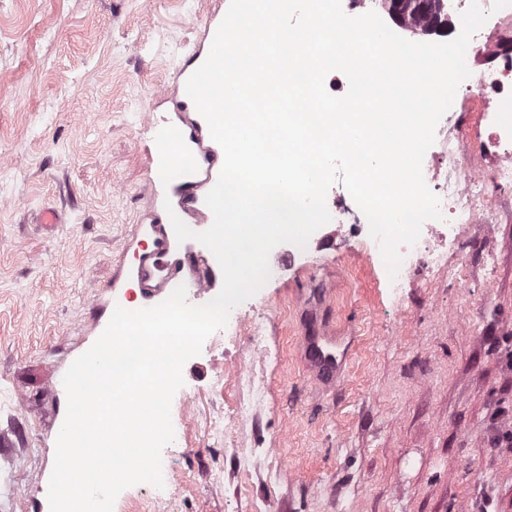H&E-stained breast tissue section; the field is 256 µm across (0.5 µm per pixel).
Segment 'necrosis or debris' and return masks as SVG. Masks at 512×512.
Returning <instances> with one entry per match:
<instances>
[{"mask_svg": "<svg viewBox=\"0 0 512 512\" xmlns=\"http://www.w3.org/2000/svg\"><path fill=\"white\" fill-rule=\"evenodd\" d=\"M472 41L479 45L485 65L473 69L462 86L481 98V118L490 124L489 160H476L463 138L451 137L445 126H437L438 158L447 168L433 171L428 187L439 199L441 216L423 222L414 245L400 246L401 264L392 282L396 288L404 277L419 271L430 273L447 264L454 225L496 223L493 191L512 185V54L505 52L504 40L489 41L482 29Z\"/></svg>", "mask_w": 512, "mask_h": 512, "instance_id": "4bbe7bcc", "label": "necrosis or debris"}]
</instances>
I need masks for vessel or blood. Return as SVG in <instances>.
<instances>
[{
    "instance_id": "vessel-or-blood-1",
    "label": "vessel or blood",
    "mask_w": 512,
    "mask_h": 512,
    "mask_svg": "<svg viewBox=\"0 0 512 512\" xmlns=\"http://www.w3.org/2000/svg\"><path fill=\"white\" fill-rule=\"evenodd\" d=\"M230 0H215L208 13L203 33L186 62L178 67L172 85L158 93L159 98L173 103L176 111L191 115L190 123L175 121L161 124L149 120L151 137L148 146L151 177L146 191L156 206L171 203L172 213L156 217L158 232H150L146 225H137L135 236H152L154 249L145 254L137 268L129 273L137 284L145 282L161 270L163 257L178 244L171 226L172 218H179L189 228L211 226L213 213L205 202L207 193L215 185L223 164V151L212 139L205 118L198 112L186 93L185 85L190 75L207 58L217 27L224 18ZM187 285L192 288L197 303H207L213 291L223 285V273L217 259H210L206 272L191 274ZM341 353L332 336H314L309 340V360L314 373L326 380L333 379Z\"/></svg>"
}]
</instances>
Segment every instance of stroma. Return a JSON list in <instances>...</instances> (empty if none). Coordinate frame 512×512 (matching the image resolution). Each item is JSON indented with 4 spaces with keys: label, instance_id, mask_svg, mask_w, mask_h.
Returning <instances> with one entry per match:
<instances>
[{
    "label": "stroma",
    "instance_id": "obj_1",
    "mask_svg": "<svg viewBox=\"0 0 512 512\" xmlns=\"http://www.w3.org/2000/svg\"><path fill=\"white\" fill-rule=\"evenodd\" d=\"M212 0H0V512H39L67 402L61 381L106 316L144 186L143 106L171 83ZM448 129L477 95H455ZM456 227L458 277L387 288L369 233L316 230L183 368L162 473L114 512H512V189ZM64 221L41 224L42 208ZM494 263H487V255ZM345 350L335 384L308 336ZM242 424L224 428V417Z\"/></svg>",
    "mask_w": 512,
    "mask_h": 512
}]
</instances>
